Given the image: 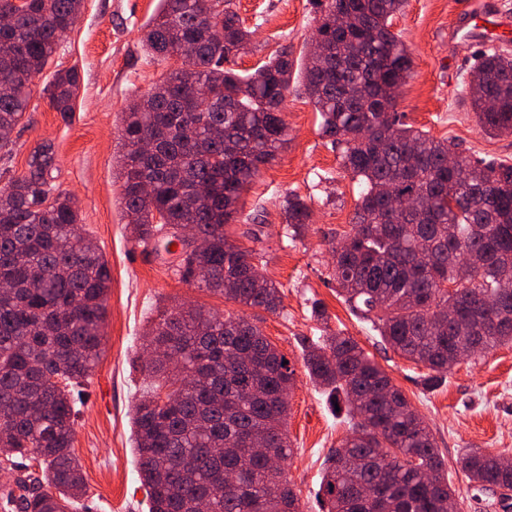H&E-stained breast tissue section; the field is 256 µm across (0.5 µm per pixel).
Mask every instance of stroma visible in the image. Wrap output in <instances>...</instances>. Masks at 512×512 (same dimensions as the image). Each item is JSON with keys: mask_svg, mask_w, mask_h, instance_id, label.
Wrapping results in <instances>:
<instances>
[{"mask_svg": "<svg viewBox=\"0 0 512 512\" xmlns=\"http://www.w3.org/2000/svg\"><path fill=\"white\" fill-rule=\"evenodd\" d=\"M469 0H406L393 21L408 47L413 70L399 89L396 110L406 123L457 145L463 154L512 165V136L485 135L469 109V72L477 51L453 39L452 25ZM251 33L245 54L232 66L253 72L279 51H288L295 71L317 28L316 0H235ZM158 0H83L75 26L51 64L33 81L30 106L13 133L10 154H0V188L29 174L42 147H51L48 179L55 192L75 203L84 236L102 251L110 269L103 352L76 404L74 450L87 486L86 512H148L138 476L132 407L150 382L139 356L149 326L160 312L184 306L213 313L255 316L264 334L296 368L289 396L288 438L293 451L283 466L301 512H322L318 498L326 459L348 434L325 394L309 379L302 343L324 330L353 337L391 378L428 423L459 512H502L457 466L469 450L512 458V343L460 362L442 383L425 388L424 367L395 353L353 314L336 291L330 242L351 228L360 187L323 137L321 117L294 81L284 118L288 142L241 193L227 234L230 242L254 246L266 278L282 292L277 312L245 308L179 280L166 255L145 252L124 216L116 159L124 113L147 93L175 59L148 56L143 40ZM77 69L80 89L72 111L53 109L45 90L54 70ZM302 198L311 222L294 239L284 236L282 202ZM321 301L327 324L311 315Z\"/></svg>", "mask_w": 512, "mask_h": 512, "instance_id": "35a3bbf8", "label": "stroma"}]
</instances>
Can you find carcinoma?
Segmentation results:
<instances>
[{
	"label": "carcinoma",
	"instance_id": "cac0c4a2",
	"mask_svg": "<svg viewBox=\"0 0 512 512\" xmlns=\"http://www.w3.org/2000/svg\"><path fill=\"white\" fill-rule=\"evenodd\" d=\"M144 46L167 59L186 47L189 59L124 114L117 159L122 203L136 240L157 250L167 225H190L209 242L184 252L179 279L247 308L279 309L278 286L258 278L256 249L229 242L241 191L286 142L284 105L293 80L287 51L242 75L224 64L250 42L234 0L203 19L208 0H159ZM404 0H327L316 34L326 55H306L303 87L321 116L322 136L340 151L344 168L362 184L351 229L331 247L334 279L353 312L401 356L428 369L436 386L448 354L488 351L512 343V321H498L488 294L512 309V165L458 153L448 168V141L416 130L394 111L412 57L391 19ZM82 0H0V151L42 73L67 36ZM351 17L349 30L336 14ZM80 87L75 69H58L46 87L53 108L73 111ZM495 100L494 111L485 100ZM469 100L480 128L512 135V54L483 51L472 67ZM154 140L145 157L140 141ZM152 191H144V184ZM415 197L408 214L387 209L386 189ZM294 233L310 208L284 200ZM209 277L196 279L198 269ZM0 458L19 470L0 494V512H71L85 494L73 450L74 394L101 356L110 270L79 228V214L54 193L45 174L12 178L0 190ZM456 319L448 321V310ZM149 346L162 356L144 366L164 376L134 406L135 453L149 512H189L196 497L214 493L210 512H297L285 470L271 469L246 443L262 434L274 454L291 455L288 401L294 365L244 315L200 308L173 310L152 327ZM309 378L346 410L350 434L331 451L319 499L323 512H447L454 491L433 434L386 372L349 336L334 333L303 345ZM476 489L497 497L512 490V464L492 451L459 458ZM239 472L243 488L224 486Z\"/></svg>",
	"mask_w": 512,
	"mask_h": 512
}]
</instances>
